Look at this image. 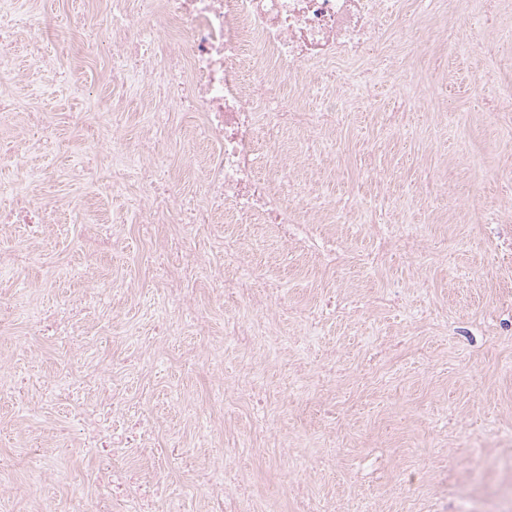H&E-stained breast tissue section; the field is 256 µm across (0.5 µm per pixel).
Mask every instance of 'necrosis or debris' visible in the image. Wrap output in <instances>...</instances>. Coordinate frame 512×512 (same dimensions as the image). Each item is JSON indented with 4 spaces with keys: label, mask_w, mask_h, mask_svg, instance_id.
Masks as SVG:
<instances>
[{
    "label": "necrosis or debris",
    "mask_w": 512,
    "mask_h": 512,
    "mask_svg": "<svg viewBox=\"0 0 512 512\" xmlns=\"http://www.w3.org/2000/svg\"><path fill=\"white\" fill-rule=\"evenodd\" d=\"M116 19L109 32L73 17L84 25L90 53L102 44L112 48V84L118 88L109 110L125 112L128 90L145 99L148 114L196 112L208 149L201 160L204 204L178 197L164 178L167 158L159 143L147 138L126 147L116 138L101 148L112 161L106 190L122 194L130 179L148 191L151 216L171 224H211L223 233L228 224H273L290 236L303 215H316L322 198L313 186L293 180L294 166L314 164L311 147L331 153L334 130L344 112L369 102L371 91L388 73H396L415 94L423 89L412 65L395 67L400 47L419 50V33L444 29L440 11L419 8L416 0H140L130 12L127 0H112ZM163 25L154 42L143 39L153 17ZM398 38H391L390 23ZM46 27L37 12L21 13L0 0V122L17 125L21 138L0 141V164L21 172L15 186L0 188V224H25L32 237L56 223L57 212L40 202L38 187L45 172L30 168L26 157L40 153L49 134L42 113L26 104L25 87L10 49L18 30L38 42ZM304 97L318 98L304 108ZM299 129L306 144L294 161L279 158L275 134ZM152 162L140 164L141 155ZM248 309L226 333L248 343L263 336L265 299L278 295L277 285L250 268L228 288ZM100 454L112 459L125 448L148 442L137 423L96 428ZM98 480L107 497L73 494L51 504V512H109V504L131 500L137 512H174L168 495L137 473L113 465Z\"/></svg>",
    "instance_id": "4bbe7bcc"
}]
</instances>
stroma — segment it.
<instances>
[{"instance_id": "stroma-1", "label": "stroma", "mask_w": 512, "mask_h": 512, "mask_svg": "<svg viewBox=\"0 0 512 512\" xmlns=\"http://www.w3.org/2000/svg\"><path fill=\"white\" fill-rule=\"evenodd\" d=\"M23 11L53 21L79 14L112 21V0H19ZM489 27L474 9L463 36L471 53L444 58L432 42L417 60L427 97L405 105L406 91L385 77L372 109L347 113L339 146L316 177L329 205L371 202L382 220L415 233L420 251H395L366 264L377 236L365 214L348 224H306L285 243L263 224L210 225L186 231L156 224L146 192L130 181L108 197L107 164L94 186L72 180L75 164L98 157L101 122L68 129L73 110L101 112L115 90L111 54L90 56L82 36L42 35L32 55L25 33L11 50L35 92L53 137L32 165L46 168L41 191L62 210L60 223L29 241L35 257L0 278V296L24 294L41 315L80 323V335L40 334L12 319L0 334V375L24 379L0 392V512H34L79 493L99 497L101 462L81 417L98 386L119 416L145 421L148 448L124 449L119 461L171 492L180 512H208L195 472L172 457L179 443L260 512H298L300 500L334 499L336 512L374 500L378 512H431L439 461L466 464L491 434L512 438V112H493L477 86L512 84L511 69H488L481 49ZM135 220L116 229L113 210ZM347 252L345 264L326 254ZM265 271L279 299L263 311L290 351L270 355L263 341L243 345L224 327L236 300L215 288L234 282L237 266ZM194 269L183 279L184 304L170 301L158 267ZM101 298L92 309L91 290ZM218 358L222 369L208 367ZM335 359L342 374L318 388L314 374ZM66 375L70 389L50 395L46 382ZM261 388L256 411L240 396ZM264 433H254L255 422ZM417 490L407 494L408 477Z\"/></svg>"}]
</instances>
